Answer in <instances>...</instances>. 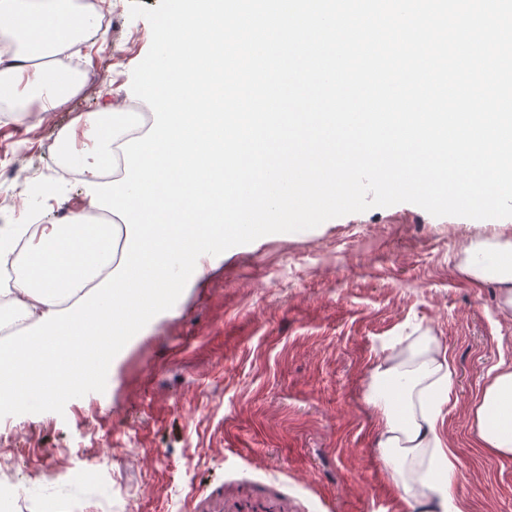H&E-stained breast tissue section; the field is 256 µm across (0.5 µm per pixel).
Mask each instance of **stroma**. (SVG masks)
<instances>
[{"label": "stroma", "mask_w": 512, "mask_h": 512, "mask_svg": "<svg viewBox=\"0 0 512 512\" xmlns=\"http://www.w3.org/2000/svg\"><path fill=\"white\" fill-rule=\"evenodd\" d=\"M129 5L107 0L111 29L78 53L83 90L49 120L0 111V225L27 196L55 221L81 208L84 186L59 174L52 147L130 88L151 28ZM509 235L512 218L399 203L228 249L129 341L104 392L0 419V497L27 512H411L363 389L383 348L419 328L453 359L443 432L456 493L468 512H512V458L480 448L472 415L488 369L512 362V314L495 282L457 271L471 242ZM88 462L98 471L68 481Z\"/></svg>", "instance_id": "1"}]
</instances>
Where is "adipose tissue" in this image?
Listing matches in <instances>:
<instances>
[{
    "mask_svg": "<svg viewBox=\"0 0 512 512\" xmlns=\"http://www.w3.org/2000/svg\"><path fill=\"white\" fill-rule=\"evenodd\" d=\"M99 29L98 13L75 9L72 0H0V99L20 119L34 107L45 114L56 111L79 93L82 81L61 88L50 82V71L60 56ZM143 134L130 124L124 105L116 103L110 111L75 117L58 149L65 160L80 165L85 180L98 182L107 162L118 180L125 176L121 144ZM93 210L88 204L66 222L38 225L24 211L19 223L0 227V268H20L9 293L22 327L70 308L118 266L115 243L126 240V226L117 218L85 239L79 230ZM458 270L476 281H496L500 308L512 313L511 239L471 243ZM454 385L448 349L428 330L391 342L370 370L365 399L381 423L383 467L413 512H466L455 493L457 457L440 429ZM473 415L481 447L511 458L512 364L488 370Z\"/></svg>",
    "mask_w": 512,
    "mask_h": 512,
    "instance_id": "obj_1",
    "label": "adipose tissue"
}]
</instances>
